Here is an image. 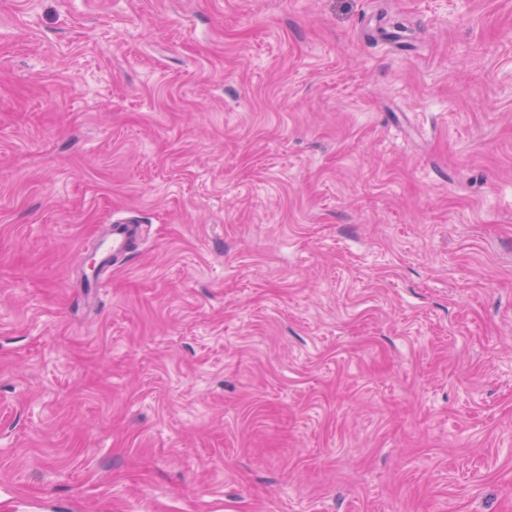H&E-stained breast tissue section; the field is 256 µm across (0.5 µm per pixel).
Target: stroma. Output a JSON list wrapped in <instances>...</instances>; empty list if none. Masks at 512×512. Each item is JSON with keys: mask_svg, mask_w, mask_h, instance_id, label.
Wrapping results in <instances>:
<instances>
[{"mask_svg": "<svg viewBox=\"0 0 512 512\" xmlns=\"http://www.w3.org/2000/svg\"><path fill=\"white\" fill-rule=\"evenodd\" d=\"M0 512H512V0H0ZM132 222L134 221L129 219H119L109 224L107 235L97 252L99 270L86 279L87 288H98L105 282L100 280V275L108 271L112 265L115 266L128 258L137 249L141 240V230L139 225Z\"/></svg>", "mask_w": 512, "mask_h": 512, "instance_id": "stroma-1", "label": "stroma"}]
</instances>
